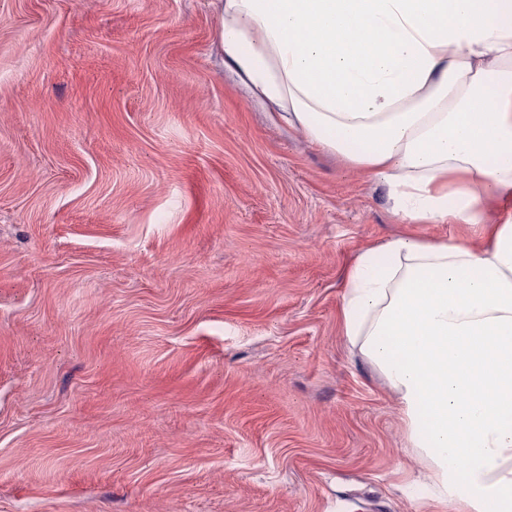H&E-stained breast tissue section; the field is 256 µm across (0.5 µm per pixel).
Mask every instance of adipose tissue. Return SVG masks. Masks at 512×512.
I'll return each mask as SVG.
<instances>
[{
  "label": "adipose tissue",
  "instance_id": "1",
  "mask_svg": "<svg viewBox=\"0 0 512 512\" xmlns=\"http://www.w3.org/2000/svg\"><path fill=\"white\" fill-rule=\"evenodd\" d=\"M213 4L251 94L382 180L407 223L482 225L478 246L363 251L341 329L395 395L434 501L512 512V0Z\"/></svg>",
  "mask_w": 512,
  "mask_h": 512
}]
</instances>
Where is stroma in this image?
<instances>
[{"mask_svg":"<svg viewBox=\"0 0 512 512\" xmlns=\"http://www.w3.org/2000/svg\"><path fill=\"white\" fill-rule=\"evenodd\" d=\"M212 0H0V512H426L345 274L412 233Z\"/></svg>","mask_w":512,"mask_h":512,"instance_id":"obj_1","label":"stroma"}]
</instances>
